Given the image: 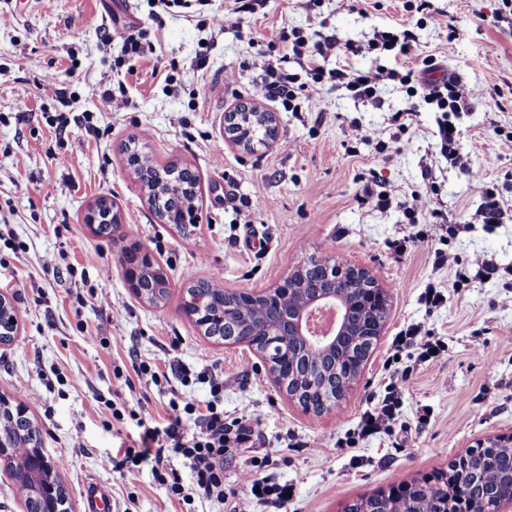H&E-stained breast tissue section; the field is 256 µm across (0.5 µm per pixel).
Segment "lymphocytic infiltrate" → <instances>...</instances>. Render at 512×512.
<instances>
[{
	"instance_id": "f902f5d3",
	"label": "lymphocytic infiltrate",
	"mask_w": 512,
	"mask_h": 512,
	"mask_svg": "<svg viewBox=\"0 0 512 512\" xmlns=\"http://www.w3.org/2000/svg\"><path fill=\"white\" fill-rule=\"evenodd\" d=\"M275 40L281 43L284 53L262 67L256 86L267 101L280 104L291 112L298 111L303 104L308 109H316L322 86L328 82L343 86L356 98L370 103L376 102L379 86L387 82L396 81L411 89L420 83L418 74L411 69L381 66L367 72L341 67L325 70L322 60L332 52L345 56L359 55L360 46L351 42L341 46L332 39L311 43L297 29L279 30ZM292 59L306 73V82H297L295 75L287 72L286 66ZM482 94V85L465 84L456 79L423 92L424 100L435 105L442 114L438 122L440 149L454 163L463 161L456 123ZM435 193L434 184L429 182L408 194L394 185H385L378 190L368 185L360 200L380 211L398 206L409 223L415 225V232L393 241L392 248L396 254H404L411 245L436 240L441 247L435 253V264L437 268L454 271L457 282L467 281V273L471 270L484 278L496 274L498 265L487 255L476 253L464 260L447 248L448 237L454 229L435 209ZM445 350L441 337L421 325L411 324L401 329L385 360L388 377L383 398L364 411L357 427L345 431L337 440V447L354 448L369 435L392 432L401 406V395L416 364L436 366ZM197 378L208 385L209 400L199 405L172 396L165 407L162 425L144 427L140 446L126 448L124 455L127 461H138L156 469L166 454L179 456L189 468L201 496L229 504V512H258L259 507L270 503L278 507L288 504L292 498V487L267 481L260 472L262 460L251 453L256 434L250 414L243 412L229 420L224 417L223 371L206 370L198 373ZM190 422L194 423L195 429L189 433L185 427ZM239 452L247 453L248 458L239 472L238 488L232 489L224 483V460Z\"/></svg>"
}]
</instances>
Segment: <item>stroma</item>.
I'll return each instance as SVG.
<instances>
[{"label":"stroma","mask_w":512,"mask_h":512,"mask_svg":"<svg viewBox=\"0 0 512 512\" xmlns=\"http://www.w3.org/2000/svg\"><path fill=\"white\" fill-rule=\"evenodd\" d=\"M406 0H265L261 15L229 20L223 33L209 28L210 12L224 0L153 12L151 0H0V294L14 306L18 331L0 345V394H37L28 416L38 426L46 455L65 459L57 476L70 512H84L82 487L100 481L112 512H154L167 490L149 467L131 471L126 447L139 445L136 421L113 424L106 401L143 405L159 420L171 391L197 402L209 399L202 383L137 385L116 392L114 368L150 362L172 352L176 363L197 373L225 369L224 412L249 413L266 475L293 484L287 512H343L358 497L388 489L401 476L421 477L447 468L478 439L512 430V222L485 228L475 221L480 205L471 184L505 182L512 156L498 147V130H512V15L496 21L502 0H433L427 13L408 12ZM459 38L448 42V26ZM143 33L145 56L127 78L133 108L108 112L85 95L90 84H111L124 55L127 26ZM405 25L422 55L435 58L433 78L456 77L484 86L460 123L466 168L439 153L438 114L422 94L391 82L377 103L341 86L325 85L320 109L290 112L264 100L255 87L260 66L280 55L273 30L298 28L309 40L333 38L364 45L349 60L353 71L387 64L386 52L369 49L375 31ZM204 68H197L198 59ZM162 63L172 75L153 73ZM237 73L224 82L225 70ZM494 74L496 85L486 84ZM58 75L64 97L41 95L46 75ZM243 102L262 104L277 119V137L247 151L224 133V116ZM416 114L399 148L376 153L346 149L345 131L357 121L377 128L383 140L395 131L393 113ZM107 119H100V112ZM95 114L93 125L85 115ZM136 138L161 161L196 170L200 219L191 236L159 221L120 150ZM224 159L215 162L213 154ZM65 165H57L58 157ZM403 190L435 183V206L459 225L452 248L462 257L483 253L501 271L473 280L463 291L448 270L434 267V250L422 245L403 257L390 240L410 226L397 208L386 212L360 203L366 177ZM114 200L123 224L115 239L95 235L82 216L97 199ZM254 222L237 223L235 208ZM152 252L164 265L171 288L166 303L137 298L119 260L131 245ZM311 254L363 267L389 295V316L376 348L346 396L329 411H304L279 387L268 364L244 345L205 336L183 309L184 289L224 276L231 291L275 286ZM440 284L443 304L426 310L420 295ZM107 294L110 304L100 303ZM423 323L448 344L440 364L420 367L402 398L406 437L376 434L348 452L337 448L341 430L382 392L384 360L396 332ZM104 336L91 343L87 332ZM431 419L418 427V411ZM363 460L352 468L351 456Z\"/></svg>","instance_id":"35a3bbf8"}]
</instances>
